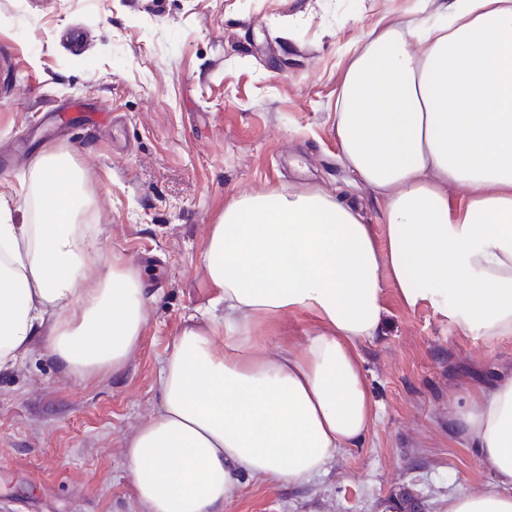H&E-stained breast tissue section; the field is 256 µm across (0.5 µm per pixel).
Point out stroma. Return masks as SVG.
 I'll use <instances>...</instances> for the list:
<instances>
[{
    "label": "stroma",
    "instance_id": "35a3bbf8",
    "mask_svg": "<svg viewBox=\"0 0 512 512\" xmlns=\"http://www.w3.org/2000/svg\"><path fill=\"white\" fill-rule=\"evenodd\" d=\"M415 0H0V186L68 151L104 264L140 269L153 296L127 367L90 382L35 342L0 373V512H137L123 442L158 409L161 361L212 295L208 227L233 196L312 186L380 204L336 138L353 49ZM357 353L376 418L364 443L300 486L240 482L224 512H448L495 476L456 417L512 374V337L485 340L384 292Z\"/></svg>",
    "mask_w": 512,
    "mask_h": 512
}]
</instances>
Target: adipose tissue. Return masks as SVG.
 <instances>
[{"label":"adipose tissue","mask_w":512,"mask_h":512,"mask_svg":"<svg viewBox=\"0 0 512 512\" xmlns=\"http://www.w3.org/2000/svg\"><path fill=\"white\" fill-rule=\"evenodd\" d=\"M415 8L430 23L384 24L336 100L342 159L375 192L383 239L313 188L226 201L202 254L214 295L161 363L157 413L125 441L140 512H224L242 476L301 484L360 446L373 412L356 344L381 330L385 288L460 330L512 336V0ZM23 202L32 223L0 192V371L38 339L66 374L121 371L151 296L133 266L99 272L83 169L39 156ZM285 313L323 330L267 351L262 328ZM459 423L496 483L448 512H512V375L469 395Z\"/></svg>","instance_id":"ef3b65f1"}]
</instances>
